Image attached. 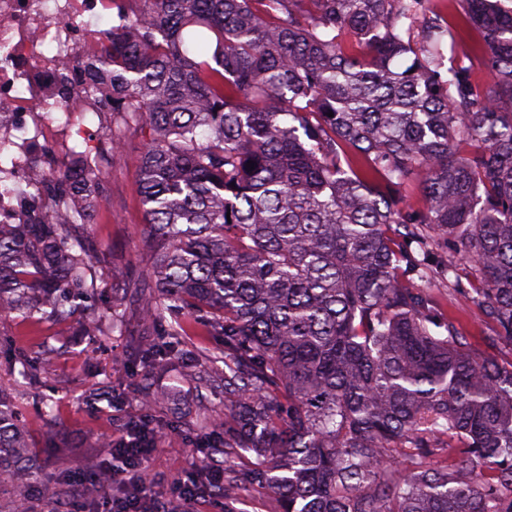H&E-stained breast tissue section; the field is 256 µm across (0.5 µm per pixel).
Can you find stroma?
I'll return each instance as SVG.
<instances>
[{"label":"stroma","mask_w":512,"mask_h":512,"mask_svg":"<svg viewBox=\"0 0 512 512\" xmlns=\"http://www.w3.org/2000/svg\"><path fill=\"white\" fill-rule=\"evenodd\" d=\"M139 144L138 137H130L126 152L107 172L102 190L109 204L96 209L86 228L89 248L113 267L112 273L103 274L97 282L96 302L121 301L128 335L82 336L73 325L24 321L12 315L0 318V379L15 387L16 403L41 465L37 474L22 479L30 512H46L50 506L56 512H80L86 502L84 493L52 497L48 480L111 463L112 439L134 418L149 422L160 434L150 467L158 478L157 492L167 494L174 481L198 472L204 456L203 437L193 426V418L203 413L219 419L224 416L223 390L204 393L198 384L199 376L209 367L206 355L222 354L224 339L198 324L173 340L176 357L192 360L183 383L188 404L148 403L137 389L144 369L129 356V336L142 333L143 325L138 307L119 284L123 275L144 265ZM445 306L459 317L475 354L512 357V346L489 341L490 331L477 309H460L452 297ZM21 351L36 368L37 384H14L18 371L14 358ZM45 403L53 407L48 421L40 413Z\"/></svg>","instance_id":"stroma-1"}]
</instances>
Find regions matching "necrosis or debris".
<instances>
[{
  "label": "necrosis or debris",
  "mask_w": 512,
  "mask_h": 512,
  "mask_svg": "<svg viewBox=\"0 0 512 512\" xmlns=\"http://www.w3.org/2000/svg\"><path fill=\"white\" fill-rule=\"evenodd\" d=\"M112 0H0V223L33 220L31 169L53 173L82 136L68 109L97 55Z\"/></svg>",
  "instance_id": "1"
}]
</instances>
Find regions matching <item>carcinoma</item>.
I'll list each match as a JSON object with an SVG mask.
<instances>
[{
  "instance_id": "cac0c4a2",
  "label": "carcinoma",
  "mask_w": 512,
  "mask_h": 512,
  "mask_svg": "<svg viewBox=\"0 0 512 512\" xmlns=\"http://www.w3.org/2000/svg\"><path fill=\"white\" fill-rule=\"evenodd\" d=\"M430 3L112 0L84 62L72 114L112 86L106 165L144 137L148 263L121 287L160 336L224 335V512L250 489L274 512H512V360L474 356L427 288L512 343V5L462 0L479 83ZM90 152L34 174L39 222L0 224V316L126 332L117 303L85 312ZM129 348L142 396L180 403L172 343ZM29 448L0 388V477Z\"/></svg>"
}]
</instances>
